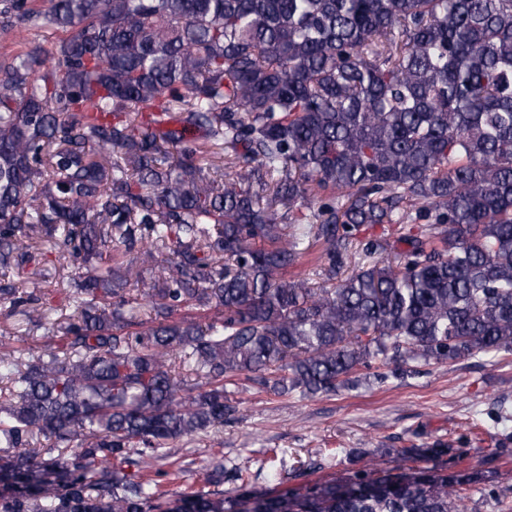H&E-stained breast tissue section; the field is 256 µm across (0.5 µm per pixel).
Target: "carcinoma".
I'll return each instance as SVG.
<instances>
[{
	"instance_id": "carcinoma-1",
	"label": "carcinoma",
	"mask_w": 512,
	"mask_h": 512,
	"mask_svg": "<svg viewBox=\"0 0 512 512\" xmlns=\"http://www.w3.org/2000/svg\"><path fill=\"white\" fill-rule=\"evenodd\" d=\"M34 2L0 0L1 29L62 33L0 61V304L43 308L7 272L44 240L75 291L41 354L0 348V512H465L483 475L442 446L263 492L155 466L231 385L512 354V0ZM317 246L312 288L288 269Z\"/></svg>"
}]
</instances>
